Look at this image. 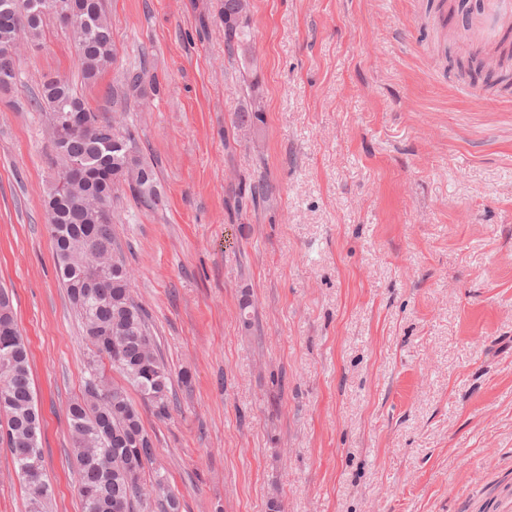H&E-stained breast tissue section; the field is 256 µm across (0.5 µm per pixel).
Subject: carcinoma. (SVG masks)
Masks as SVG:
<instances>
[{"label":"carcinoma","mask_w":512,"mask_h":512,"mask_svg":"<svg viewBox=\"0 0 512 512\" xmlns=\"http://www.w3.org/2000/svg\"><path fill=\"white\" fill-rule=\"evenodd\" d=\"M53 3L76 17L69 32L78 63L83 79L95 82L116 55L104 0ZM252 8V0H220L224 55L230 64H254ZM45 17L41 13L0 22V49L10 46L19 51L23 37L38 42ZM145 73L142 66L128 71L122 83L123 106L113 109L110 117L97 113L96 120L75 128L63 142L57 140L60 113L75 115L92 108L69 83L51 76L45 77L30 98L33 107L46 111L45 135L53 148L56 176L75 162L110 174L108 179L97 173L68 182L61 190L54 179L44 198L46 223L58 226L59 236L53 241L56 269L81 318L90 351L82 395L67 411L76 478L82 486L78 494L81 512H180L179 497L163 476L149 482L144 479L145 469L155 460V446L128 393L130 387L138 391L158 419L170 417L174 407L171 370L147 310L131 295L133 268L114 259L112 224L119 194L129 191L145 208L153 207L160 196L154 166L147 161L139 136L126 123L130 103L142 107L148 99ZM262 112V98L254 93L249 109L235 113L232 125L242 138L256 134ZM116 139L126 142V148H113ZM245 199L254 207L269 199L263 176L249 183L248 192L238 191L237 207ZM108 264L112 271L107 287L98 288L95 269ZM117 355L122 357L118 372L125 380L123 385L111 382L99 368L101 358L113 362ZM39 432L28 346L19 332L9 293L0 288V438L7 439L18 472H36L37 486L24 484L28 512H47L53 497L42 464Z\"/></svg>","instance_id":"1"}]
</instances>
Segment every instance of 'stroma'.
I'll list each match as a JSON object with an SVG mask.
<instances>
[{"label": "stroma", "mask_w": 512, "mask_h": 512, "mask_svg": "<svg viewBox=\"0 0 512 512\" xmlns=\"http://www.w3.org/2000/svg\"><path fill=\"white\" fill-rule=\"evenodd\" d=\"M439 0H253L257 66L224 60L217 0H106L115 62L84 84L67 31L0 94V286L27 340L51 512H79L67 408L89 351L45 226L49 74L131 107L161 184L113 230L172 370L131 393L181 512H512V89L459 78ZM258 83L260 134L234 112ZM267 203L234 214L241 180ZM0 512H25L0 442Z\"/></svg>", "instance_id": "1"}]
</instances>
